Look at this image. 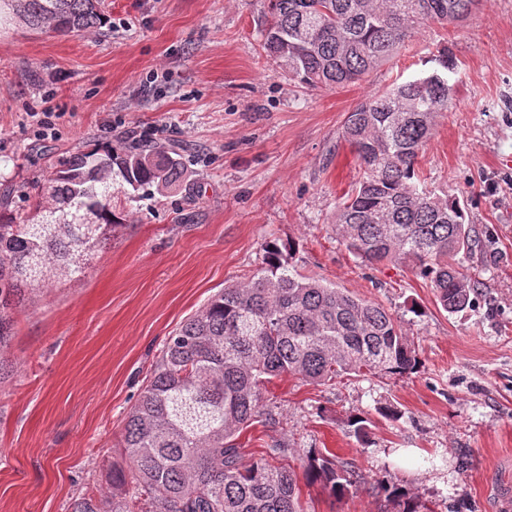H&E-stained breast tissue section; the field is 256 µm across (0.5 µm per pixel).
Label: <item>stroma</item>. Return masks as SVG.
<instances>
[{"label": "stroma", "instance_id": "stroma-1", "mask_svg": "<svg viewBox=\"0 0 512 512\" xmlns=\"http://www.w3.org/2000/svg\"><path fill=\"white\" fill-rule=\"evenodd\" d=\"M101 29L59 36L0 14V192L28 212L19 185L94 145L151 135L186 171L176 190L135 197L112 184L124 217L77 278L62 277L13 314L0 382V512H66L107 490L125 417L164 340L229 284L250 277L266 241H292L295 265L382 305L414 344L408 377L273 381V425L241 436L246 458L275 440L300 468L311 450L348 462L366 485L337 498L302 485L304 512H398L382 480L421 512H499L512 490V0H488L457 26L429 24L365 80L310 90L265 59V0H101ZM448 48L452 103L420 160L421 184L460 195L483 248L459 255L479 282L451 315L401 263L370 265L332 217L362 169L341 138L353 107L419 73ZM51 104L52 134L31 113ZM392 407L401 417L381 413ZM366 420L359 440L349 421Z\"/></svg>", "mask_w": 512, "mask_h": 512}]
</instances>
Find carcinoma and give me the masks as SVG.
Listing matches in <instances>:
<instances>
[{
  "label": "carcinoma",
  "instance_id": "obj_1",
  "mask_svg": "<svg viewBox=\"0 0 512 512\" xmlns=\"http://www.w3.org/2000/svg\"><path fill=\"white\" fill-rule=\"evenodd\" d=\"M31 29L68 35L105 25L95 0H9ZM261 48L299 84L333 89L361 81L431 23L457 24L483 0H266ZM420 75L377 92L348 113L341 138L363 176L336 207L333 224L346 248L374 264H408L450 314L473 306L476 281L456 262L480 245L460 199L420 187L417 165L435 118L448 111L455 73L441 48ZM184 168L160 147L108 143L59 161L24 218L0 206V352L9 310L56 277L85 272L84 257L123 221L112 207V180L134 191L178 186ZM260 269L215 293L166 338L151 377L125 418L121 448L129 468L112 470V488L85 493L67 512H303L298 475L267 456L243 463L237 439L274 421L263 390L298 375L331 385L342 375L408 377L416 351L384 307L299 274L293 245L268 241ZM303 477L333 495L358 490L352 465L319 451Z\"/></svg>",
  "mask_w": 512,
  "mask_h": 512
}]
</instances>
